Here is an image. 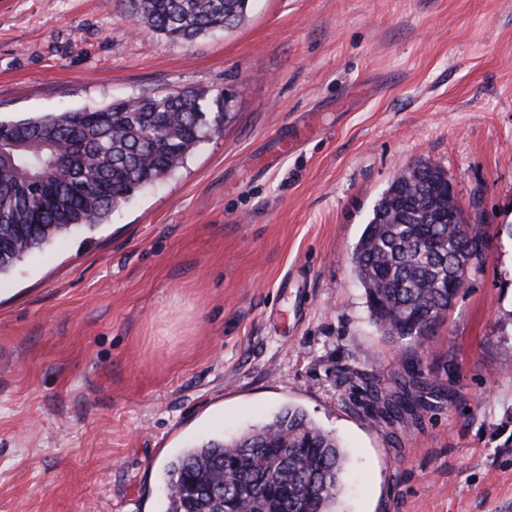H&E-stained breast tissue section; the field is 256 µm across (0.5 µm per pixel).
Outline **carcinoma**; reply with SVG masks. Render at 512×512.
I'll return each instance as SVG.
<instances>
[{"mask_svg":"<svg viewBox=\"0 0 512 512\" xmlns=\"http://www.w3.org/2000/svg\"><path fill=\"white\" fill-rule=\"evenodd\" d=\"M248 0H125L136 22L189 43L238 25ZM207 94L174 87L79 112L0 120V276L57 236L102 223L138 189L173 174L224 114ZM397 176L372 210L353 261L382 335L423 348L448 315L485 243L461 227L448 175L436 164ZM387 397L389 418L416 411L419 364ZM346 453L301 410L286 407L235 439L183 449L166 471V512H337Z\"/></svg>","mask_w":512,"mask_h":512,"instance_id":"obj_1","label":"carcinoma"}]
</instances>
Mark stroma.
<instances>
[{"label": "stroma", "mask_w": 512, "mask_h": 512, "mask_svg": "<svg viewBox=\"0 0 512 512\" xmlns=\"http://www.w3.org/2000/svg\"><path fill=\"white\" fill-rule=\"evenodd\" d=\"M176 86L221 133L0 276V512H165L182 448L288 405L348 452L339 512H512V0H250L191 43L122 0H0L1 118ZM420 161L486 248L392 420L367 386L406 356L353 250Z\"/></svg>", "instance_id": "stroma-1"}]
</instances>
